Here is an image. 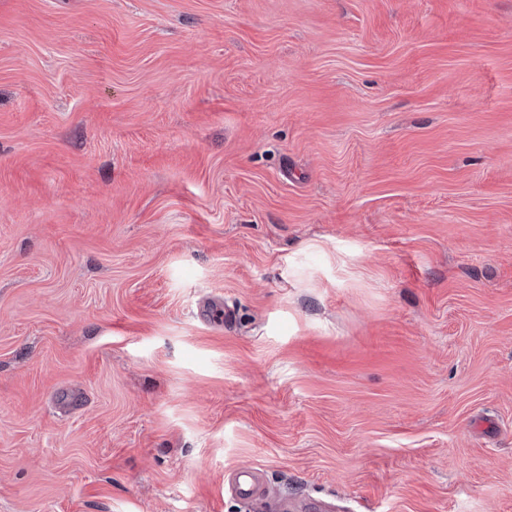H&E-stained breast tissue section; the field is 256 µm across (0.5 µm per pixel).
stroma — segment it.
Instances as JSON below:
<instances>
[{"mask_svg":"<svg viewBox=\"0 0 512 512\" xmlns=\"http://www.w3.org/2000/svg\"><path fill=\"white\" fill-rule=\"evenodd\" d=\"M512 512V0H0V512Z\"/></svg>","mask_w":512,"mask_h":512,"instance_id":"1","label":"stroma"}]
</instances>
